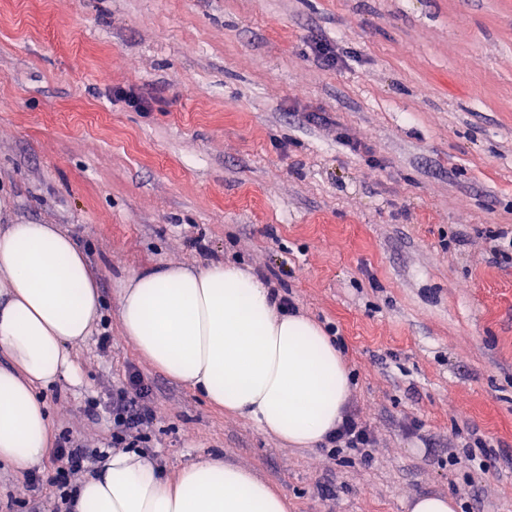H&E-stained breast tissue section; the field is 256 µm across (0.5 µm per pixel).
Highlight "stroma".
<instances>
[{
    "label": "stroma",
    "instance_id": "obj_1",
    "mask_svg": "<svg viewBox=\"0 0 512 512\" xmlns=\"http://www.w3.org/2000/svg\"><path fill=\"white\" fill-rule=\"evenodd\" d=\"M18 223L70 230L104 298L72 348L80 384L42 393L53 432L108 438L101 402L132 365L167 474L218 456L292 512H406L421 493L512 512V260L495 253L512 236V0H0V227ZM211 259L336 338L372 461L283 447L137 356L120 279ZM475 436L497 451L482 473L461 454Z\"/></svg>",
    "mask_w": 512,
    "mask_h": 512
}]
</instances>
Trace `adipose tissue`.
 <instances>
[{
	"mask_svg": "<svg viewBox=\"0 0 512 512\" xmlns=\"http://www.w3.org/2000/svg\"><path fill=\"white\" fill-rule=\"evenodd\" d=\"M103 304L69 231L55 224L0 230V460L41 463L53 435L40 390L75 379L71 348ZM121 330L171 380L227 415L295 448L326 442L353 393L341 350L312 318L279 306L268 284L235 262L148 267L116 290ZM75 512H290L250 470L208 458L163 475L139 452L110 455L76 494Z\"/></svg>",
	"mask_w": 512,
	"mask_h": 512,
	"instance_id": "ef3b65f1",
	"label": "adipose tissue"
}]
</instances>
